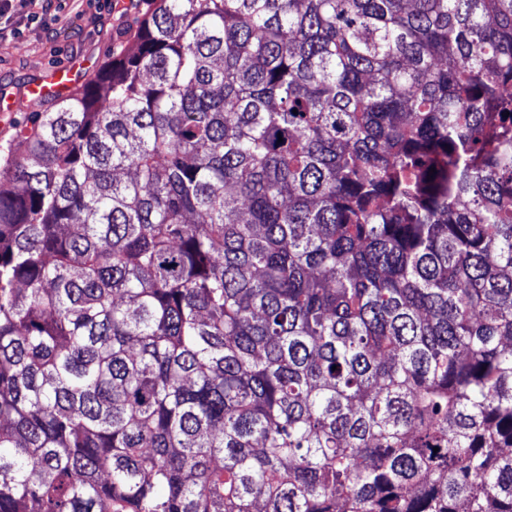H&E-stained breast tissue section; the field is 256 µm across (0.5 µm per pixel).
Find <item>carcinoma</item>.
<instances>
[{
	"label": "carcinoma",
	"mask_w": 512,
	"mask_h": 512,
	"mask_svg": "<svg viewBox=\"0 0 512 512\" xmlns=\"http://www.w3.org/2000/svg\"><path fill=\"white\" fill-rule=\"evenodd\" d=\"M512 0H152L0 166V512H512Z\"/></svg>",
	"instance_id": "obj_1"
}]
</instances>
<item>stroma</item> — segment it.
Masks as SVG:
<instances>
[{
  "instance_id": "obj_1",
  "label": "stroma",
  "mask_w": 512,
  "mask_h": 512,
  "mask_svg": "<svg viewBox=\"0 0 512 512\" xmlns=\"http://www.w3.org/2000/svg\"><path fill=\"white\" fill-rule=\"evenodd\" d=\"M148 0H118L113 11L98 0H64L56 17L22 21L17 35L0 40V100L17 88L51 81L54 68L70 65L80 80L92 78L113 53L134 42Z\"/></svg>"
}]
</instances>
